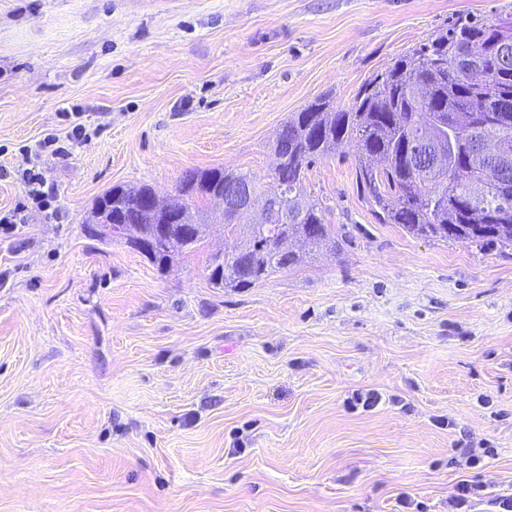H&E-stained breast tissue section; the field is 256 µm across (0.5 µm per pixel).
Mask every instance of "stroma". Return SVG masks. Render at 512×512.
I'll return each mask as SVG.
<instances>
[{
	"label": "stroma",
	"instance_id": "stroma-1",
	"mask_svg": "<svg viewBox=\"0 0 512 512\" xmlns=\"http://www.w3.org/2000/svg\"><path fill=\"white\" fill-rule=\"evenodd\" d=\"M512 0H0V217L22 146L48 205L0 224V512H499L512 497V249L413 237L318 161L336 252L215 287L85 219L115 184L268 183L272 143L458 18ZM83 123L92 138L70 136Z\"/></svg>",
	"mask_w": 512,
	"mask_h": 512
}]
</instances>
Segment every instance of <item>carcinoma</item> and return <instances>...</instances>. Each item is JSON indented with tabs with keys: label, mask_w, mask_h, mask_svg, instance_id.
<instances>
[{
	"label": "carcinoma",
	"mask_w": 512,
	"mask_h": 512,
	"mask_svg": "<svg viewBox=\"0 0 512 512\" xmlns=\"http://www.w3.org/2000/svg\"><path fill=\"white\" fill-rule=\"evenodd\" d=\"M505 40L512 42V17L458 19L363 84L350 108L338 109L323 96L291 113L273 143L271 177L284 181L279 211L259 222L247 211L227 221L225 231L245 224L247 235L209 268L211 283L251 288L296 265L300 255L283 251V242L337 250L327 206L307 198L305 182L316 161L350 142L357 186L380 223L398 224L417 238L512 248V167H484L473 157L482 143L512 145V125L496 118L503 97L512 103V55L498 54ZM237 183L249 185L256 202L266 198L248 172L198 169L179 181L180 206L202 225L201 201ZM152 196L145 185H115L99 195L102 219L135 230L171 226L170 239L146 255L164 269L176 255L198 250L206 232L182 233Z\"/></svg>",
	"instance_id": "obj_1"
}]
</instances>
